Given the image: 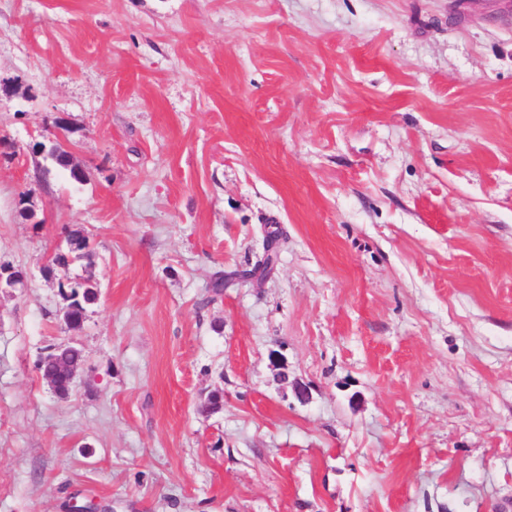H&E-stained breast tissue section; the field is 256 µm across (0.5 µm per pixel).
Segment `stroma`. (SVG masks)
<instances>
[{
  "mask_svg": "<svg viewBox=\"0 0 512 512\" xmlns=\"http://www.w3.org/2000/svg\"><path fill=\"white\" fill-rule=\"evenodd\" d=\"M1 263L0 512H512V0H0ZM67 238L71 242V248L64 253H56L52 263L59 267H68L71 263L89 258L88 236L83 229H72L67 232ZM60 294L68 302L64 321L69 329H79L85 321L87 306L97 298V289L89 280L84 282L60 281ZM50 347H55L56 361L51 364L43 362L39 356L36 363V369L41 374L42 378L47 381V376H53L56 380V394L59 396L67 395L73 383H71L64 371L70 367L81 366L84 362L82 350L66 344H56Z\"/></svg>",
  "mask_w": 512,
  "mask_h": 512,
  "instance_id": "obj_1",
  "label": "stroma"
}]
</instances>
